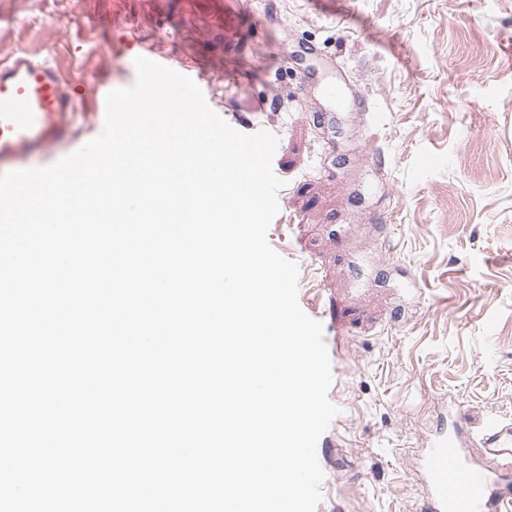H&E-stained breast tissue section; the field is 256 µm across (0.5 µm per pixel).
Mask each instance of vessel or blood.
Returning a JSON list of instances; mask_svg holds the SVG:
<instances>
[{"label":"vessel or blood","mask_w":512,"mask_h":512,"mask_svg":"<svg viewBox=\"0 0 512 512\" xmlns=\"http://www.w3.org/2000/svg\"><path fill=\"white\" fill-rule=\"evenodd\" d=\"M84 85L71 83L47 60L0 58V162L21 159L35 140L57 134L65 115L85 109ZM481 461L464 451L461 425L440 426L417 458L426 512H512L506 475L512 471V421L495 420L473 435Z\"/></svg>","instance_id":"vessel-or-blood-1"}]
</instances>
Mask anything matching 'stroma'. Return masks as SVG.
<instances>
[{
    "label": "stroma",
    "mask_w": 512,
    "mask_h": 512,
    "mask_svg": "<svg viewBox=\"0 0 512 512\" xmlns=\"http://www.w3.org/2000/svg\"><path fill=\"white\" fill-rule=\"evenodd\" d=\"M17 51L116 89L151 52L277 137L267 239L298 265L340 409L316 512H423L413 459L441 408L474 432L512 420V0H0V55ZM340 80L380 122L323 95ZM104 120L70 113L50 153Z\"/></svg>",
    "instance_id": "35a3bbf8"
}]
</instances>
